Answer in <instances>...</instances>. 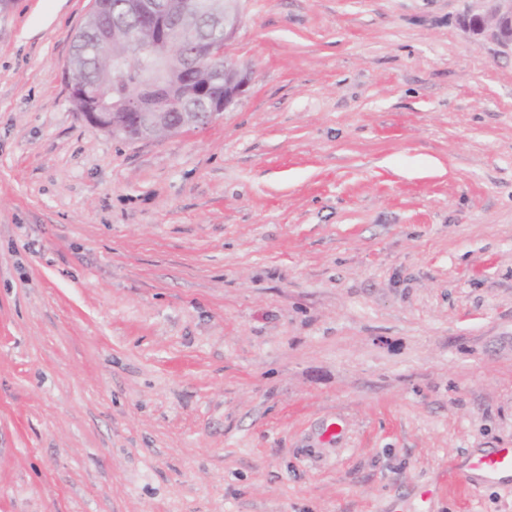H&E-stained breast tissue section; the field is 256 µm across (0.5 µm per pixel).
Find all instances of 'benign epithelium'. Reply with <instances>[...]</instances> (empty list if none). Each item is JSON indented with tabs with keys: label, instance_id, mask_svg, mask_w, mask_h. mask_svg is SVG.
I'll return each instance as SVG.
<instances>
[{
	"label": "benign epithelium",
	"instance_id": "obj_1",
	"mask_svg": "<svg viewBox=\"0 0 512 512\" xmlns=\"http://www.w3.org/2000/svg\"><path fill=\"white\" fill-rule=\"evenodd\" d=\"M238 0H226L224 12L213 9L211 0H186L175 12L169 0H122L121 13L137 26L155 29L158 39L142 49L141 62L156 74L142 86L139 95L124 99L106 110L98 101L87 102L80 86L71 88L72 98L81 105V114L89 126L128 141L157 137L162 127L181 131L213 123L233 106L247 86L242 73L227 52L239 26ZM491 12V36L503 48L512 51V0H494ZM95 40L83 48L84 56L95 58L102 47L120 41L121 24L109 22L106 8L95 6L86 18ZM204 72L209 84L223 95H211L181 109L171 120L166 104L180 95V87L191 73Z\"/></svg>",
	"mask_w": 512,
	"mask_h": 512
}]
</instances>
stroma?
Masks as SVG:
<instances>
[{"label": "stroma", "mask_w": 512, "mask_h": 512, "mask_svg": "<svg viewBox=\"0 0 512 512\" xmlns=\"http://www.w3.org/2000/svg\"><path fill=\"white\" fill-rule=\"evenodd\" d=\"M91 6L0 10V512H512L449 476L512 448L491 0H240L243 95L139 142L69 97Z\"/></svg>", "instance_id": "stroma-1"}]
</instances>
